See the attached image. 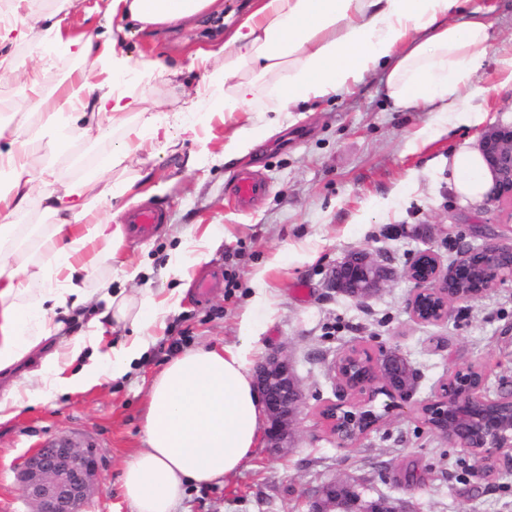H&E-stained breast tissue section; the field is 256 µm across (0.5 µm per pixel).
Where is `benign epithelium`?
I'll return each mask as SVG.
<instances>
[{
  "label": "benign epithelium",
  "instance_id": "benign-epithelium-1",
  "mask_svg": "<svg viewBox=\"0 0 512 512\" xmlns=\"http://www.w3.org/2000/svg\"><path fill=\"white\" fill-rule=\"evenodd\" d=\"M478 149L492 176L490 200L507 205L512 221V124H497L480 136ZM476 263L491 275L485 286L470 294L448 297L457 275ZM397 272L383 258L365 249L347 252L336 264L326 287L357 301L376 296L395 279ZM414 284L408 308L420 323H439L448 319L453 304L482 297L489 289L512 277V247L486 242L471 247L448 271H443L433 249L419 251L405 270ZM340 385L338 401L321 410L329 433L345 445L354 444L374 430L384 416L368 412L358 429L341 424L340 416L350 406L349 395H365L372 401L378 394L389 398L385 413L402 406L416 392L419 373L398 350L373 357L353 349L332 365ZM466 377L462 387L456 379L444 384L440 393L425 401L421 410L438 423L436 430L466 448H481L480 461L512 447V393L490 398L485 394L486 376L469 367L457 373ZM254 382L262 395L268 427L269 447L287 448L305 402V393L295 365L287 353L274 351L254 370ZM98 461L95 451L81 448L68 437H58L33 449L16 471V478L34 506V512H80L98 490ZM309 512H395L386 499L374 508L364 500L350 481H331L314 494Z\"/></svg>",
  "mask_w": 512,
  "mask_h": 512
}]
</instances>
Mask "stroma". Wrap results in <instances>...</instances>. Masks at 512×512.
<instances>
[{"label":"stroma","instance_id":"stroma-1","mask_svg":"<svg viewBox=\"0 0 512 512\" xmlns=\"http://www.w3.org/2000/svg\"><path fill=\"white\" fill-rule=\"evenodd\" d=\"M250 2L216 0L212 8L154 35L130 33L122 44L128 68L117 90L154 113L184 111L149 61L183 68L182 83L195 88L208 73L189 69L190 55L223 44ZM470 4L487 11L496 39L470 79L476 94L468 101L474 114L469 125L440 127L437 113L425 109L393 111L381 73L369 72L309 110L281 113L277 130L242 161L221 159L228 136L245 124L262 129L268 114L239 113L224 122L201 109L197 119L213 126L209 143L184 134L177 153L104 174V182L113 184L151 172L156 190L146 203L162 210L167 222L150 238L126 237L122 260L149 266L136 281H126L118 266L105 263L89 272L86 287L108 281L113 292L137 297L148 291L158 301L177 290L179 303L159 319L144 318L142 333L151 344L125 378L84 391L52 392L0 422V512H32L16 469L30 450L62 435L95 448L99 460V490L81 512H128L120 477L142 445V412L154 377L178 350L240 345L246 323L254 336L249 364L279 347L295 362L306 406L294 445L278 454L259 441L223 484L189 487L179 512H307L315 489L334 479L354 480L365 498L389 497L402 512H512V464L498 458L481 468L470 449L442 437L420 411L440 383L469 367L486 372L490 396L512 388V278L455 305L439 324L412 319L408 300L414 286L402 275L364 304L325 286L332 268L354 248L368 249L402 271L426 248L446 268L468 247L512 246V223L501 206L463 202L454 189L452 156L458 148L478 142L490 125L512 123V0ZM55 7V0H33L16 19L25 42L7 47L20 64L41 68L48 92L76 67L46 38L40 22ZM1 103L14 114L12 128L36 137L33 170L53 166L66 183L84 184L87 165L125 135L116 128L102 137L80 124L68 145L53 150L41 111L17 75L0 73ZM191 156L196 165L190 169ZM244 169L258 171L267 190L241 211L230 202V187ZM14 221L23 240L7 249L8 269L19 273L46 263L47 254L29 236L31 225L51 223L39 199ZM209 237L221 244L208 261L188 267V280L167 273L175 249L196 253ZM214 270L222 273L220 287L198 295L197 277ZM354 347L374 354L399 350L420 379L410 402L345 447L329 434L319 411L337 398L333 362Z\"/></svg>","mask_w":512,"mask_h":512}]
</instances>
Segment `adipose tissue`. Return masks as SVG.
I'll return each instance as SVG.
<instances>
[{
	"label": "adipose tissue",
	"mask_w": 512,
	"mask_h": 512,
	"mask_svg": "<svg viewBox=\"0 0 512 512\" xmlns=\"http://www.w3.org/2000/svg\"><path fill=\"white\" fill-rule=\"evenodd\" d=\"M104 18L121 24L93 38L73 34L69 16L46 17L47 35L64 49L95 64L96 72L79 71L60 85L54 97L43 92L42 71L21 70L11 53H0V70L20 73L30 99L48 108V126L59 110L69 123L107 119L124 124L136 112L134 137L119 141L97 168L109 171L175 147L176 140L155 115L137 111L135 100L117 93L116 83L128 61L118 47L129 28L155 29L199 14L214 0H104ZM464 0H254L222 46L198 51L191 67L212 66L213 83L195 88L209 110L225 117L239 112L281 113L322 100L357 83L370 71L382 74L385 92L399 110L439 106L465 119L461 85L479 68L493 38L486 12L470 11L459 23ZM456 192L483 202L491 175L478 150L462 146L453 159ZM0 246L16 243L20 230L14 215L30 203L34 183L44 190L41 205L52 219L41 239L50 267L23 275L0 267V371L20 365L53 336L63 337L60 350L44 357L27 376L24 389L0 399V421L45 399L65 386L83 391L103 377L122 378L148 345L134 336L108 351L100 342L107 329L139 325L147 311H161L152 296L140 300L113 295L108 286L90 290L83 281L102 262L119 260L124 239L121 225L103 223L99 210L125 196L140 198V186H103L93 192L59 183L52 168L32 172L27 141L10 135L0 148ZM110 245L93 252L96 242ZM83 319L86 330L67 335V319ZM247 346L199 347L170 358L155 376L145 403L143 446L126 461L120 495L130 512H176L189 485H218L254 452L264 405L247 368ZM86 371L68 373L81 355Z\"/></svg>",
	"instance_id": "obj_1"
}]
</instances>
